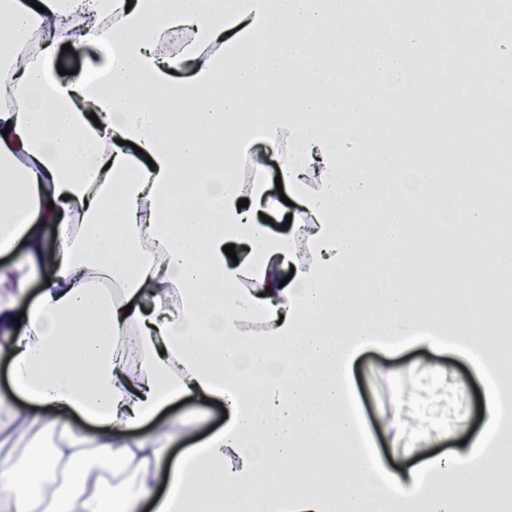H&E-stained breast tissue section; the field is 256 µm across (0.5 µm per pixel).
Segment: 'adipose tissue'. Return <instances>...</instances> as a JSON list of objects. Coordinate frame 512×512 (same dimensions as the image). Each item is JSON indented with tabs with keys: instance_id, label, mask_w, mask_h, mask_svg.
I'll return each mask as SVG.
<instances>
[{
	"instance_id": "adipose-tissue-1",
	"label": "adipose tissue",
	"mask_w": 512,
	"mask_h": 512,
	"mask_svg": "<svg viewBox=\"0 0 512 512\" xmlns=\"http://www.w3.org/2000/svg\"><path fill=\"white\" fill-rule=\"evenodd\" d=\"M401 13L402 0H389L361 53L344 48L352 0H237L229 19L216 0H0V30L37 45L0 52V253L20 242L26 254L0 264V351L27 402L0 394V433L56 439L51 452L28 444L0 459L6 512H130L161 477L168 490L154 512H212L228 490L249 493L254 512H331L296 490L289 466L300 433L346 430L356 358L450 342L470 351L472 335L443 317L442 291L402 282L407 257L434 255L439 238L436 225L411 224L458 208L485 224L512 213V195L466 194L474 156L499 149L484 138L455 154L458 178L426 168L398 196L377 179L381 166L433 149L428 129L396 126L389 147H376L366 123L378 105L372 75L440 76L434 58L413 69L407 53L436 15L426 5L400 26ZM261 31L270 41L257 50ZM175 32L185 39L171 55ZM319 41L343 48L340 63L315 52ZM66 44L85 53V70L56 80ZM129 79L147 101L127 104ZM249 109L257 120L228 130ZM228 133L251 155L250 187L224 177ZM272 154L284 201L271 192ZM376 200L387 248L370 252L358 227ZM267 216L290 231L274 232ZM105 279L118 292L104 293ZM511 394L512 365L499 364L482 435L452 455L385 472L373 453L354 452L360 479L347 504L361 512L397 495L445 512L430 501L434 484L464 485L473 461L512 458L501 407ZM186 398L224 401L227 417L174 461L181 428L143 425Z\"/></svg>"
}]
</instances>
